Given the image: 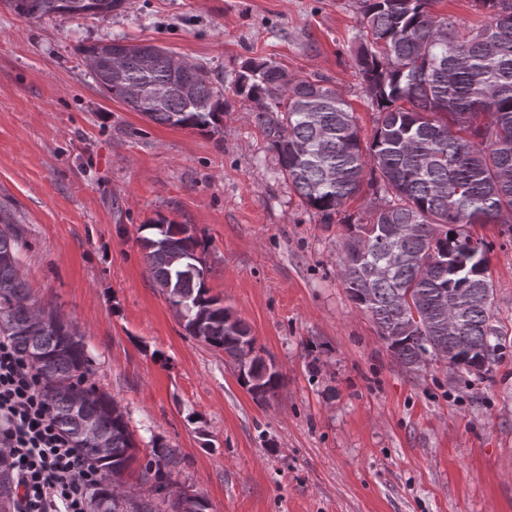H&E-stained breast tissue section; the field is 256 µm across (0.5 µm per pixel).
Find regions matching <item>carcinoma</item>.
<instances>
[{"label": "carcinoma", "instance_id": "obj_1", "mask_svg": "<svg viewBox=\"0 0 512 512\" xmlns=\"http://www.w3.org/2000/svg\"><path fill=\"white\" fill-rule=\"evenodd\" d=\"M26 19L52 14L112 18L123 0H3ZM432 0H360L356 76L378 113L371 139H361L350 104L328 80L286 74L271 60L246 59L233 92L253 104L279 170L302 203L325 224L347 199L369 188V221H348L340 276L353 304L370 315L380 340L405 368L447 353L449 368L490 378L508 353L488 275L490 243L474 224L512 223V0H474L480 26L461 31L453 18L430 11ZM97 85L149 120L170 127L221 133L229 106L201 65L175 69L169 51L117 40L82 45ZM122 56L121 67L112 56ZM191 84L195 97L181 87ZM141 249L155 284L184 321L185 330L232 361L255 341L249 327L209 294L201 242L184 224L159 219L141 225ZM20 235L0 209V336L38 374L57 428L92 463L99 480L91 493L105 512H179L161 494L181 462L161 442L140 465L147 495L134 501L114 492L136 462L127 413L89 382L92 361L76 330L55 311L39 310L44 327L22 326L33 305L20 276ZM468 302L448 312L456 297ZM258 402L281 383L271 361L258 355L238 377ZM97 421L111 441L100 455L83 438ZM10 460L0 459V510L15 508Z\"/></svg>", "mask_w": 512, "mask_h": 512}]
</instances>
